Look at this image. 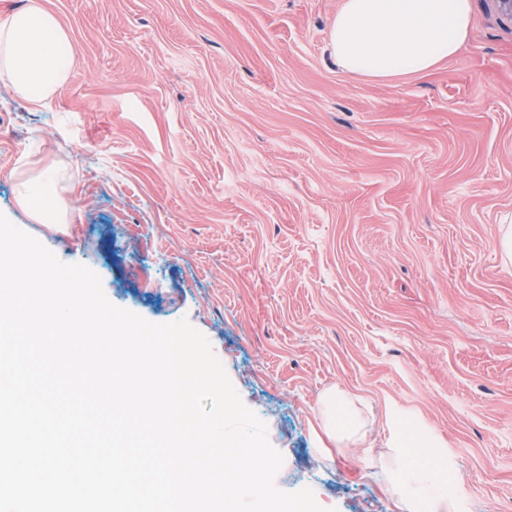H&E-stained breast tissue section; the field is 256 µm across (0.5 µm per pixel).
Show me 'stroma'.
<instances>
[{
  "label": "stroma",
  "instance_id": "obj_1",
  "mask_svg": "<svg viewBox=\"0 0 512 512\" xmlns=\"http://www.w3.org/2000/svg\"><path fill=\"white\" fill-rule=\"evenodd\" d=\"M69 35L48 101L0 82V213L108 300L210 341L325 512H512V24L471 0L470 36L426 74L345 73L341 0H39ZM56 168L72 217L17 202ZM349 394L368 445L328 437ZM322 414L324 419V426L330 433H335L336 428L339 427L336 423V406H349V400L342 392L329 391L325 393L321 400Z\"/></svg>",
  "mask_w": 512,
  "mask_h": 512
}]
</instances>
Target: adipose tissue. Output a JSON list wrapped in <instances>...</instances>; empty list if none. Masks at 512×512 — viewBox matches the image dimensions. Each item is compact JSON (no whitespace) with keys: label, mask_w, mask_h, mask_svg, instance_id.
<instances>
[{"label":"adipose tissue","mask_w":512,"mask_h":512,"mask_svg":"<svg viewBox=\"0 0 512 512\" xmlns=\"http://www.w3.org/2000/svg\"><path fill=\"white\" fill-rule=\"evenodd\" d=\"M470 0H341L331 34L337 64L372 79L426 73L453 59L469 36ZM68 40L38 0L0 23V81L34 102L51 99L66 82L59 50ZM53 170L20 183L21 207L42 223L62 224L68 207Z\"/></svg>","instance_id":"obj_1"}]
</instances>
